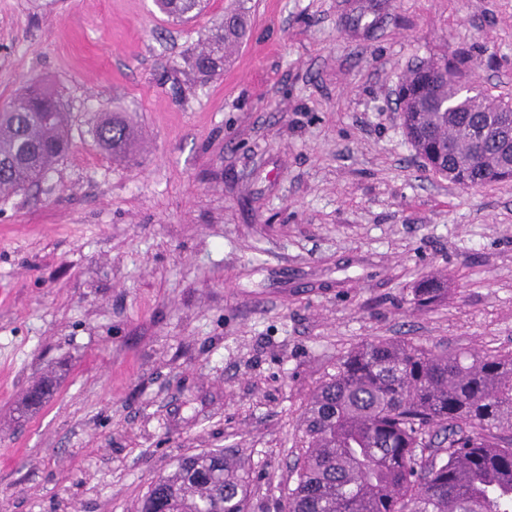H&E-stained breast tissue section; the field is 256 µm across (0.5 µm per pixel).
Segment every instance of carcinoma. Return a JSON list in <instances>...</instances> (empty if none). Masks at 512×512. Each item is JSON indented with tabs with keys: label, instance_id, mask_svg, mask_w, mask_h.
Returning a JSON list of instances; mask_svg holds the SVG:
<instances>
[{
	"label": "carcinoma",
	"instance_id": "1",
	"mask_svg": "<svg viewBox=\"0 0 512 512\" xmlns=\"http://www.w3.org/2000/svg\"><path fill=\"white\" fill-rule=\"evenodd\" d=\"M189 21L203 0H155ZM216 26L194 66L204 78L224 68V50L247 33L246 15ZM428 62L402 84V127L433 173L464 187L512 179V153L496 139L512 101L489 90L462 93L472 75L460 53L430 78ZM0 198L43 181L70 146L55 94L28 85L0 108ZM104 147L121 151L131 129L97 125ZM419 281L418 300L444 294ZM295 485L279 512H512V351L483 354L372 340L345 355L308 397ZM250 466L220 448L181 458L153 483L141 512H247Z\"/></svg>",
	"mask_w": 512,
	"mask_h": 512
}]
</instances>
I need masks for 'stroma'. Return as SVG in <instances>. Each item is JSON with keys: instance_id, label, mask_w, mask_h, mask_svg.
I'll return each mask as SVG.
<instances>
[{"instance_id": "stroma-1", "label": "stroma", "mask_w": 512, "mask_h": 512, "mask_svg": "<svg viewBox=\"0 0 512 512\" xmlns=\"http://www.w3.org/2000/svg\"><path fill=\"white\" fill-rule=\"evenodd\" d=\"M241 6L202 80L192 52ZM459 52L512 98V0H207L185 23L0 0V105L45 83L72 138L0 199V512H135L213 448L247 458L248 512H277L307 396L352 349L512 350V181L434 175L396 103ZM115 113L117 154L93 134ZM435 270L448 294L419 305ZM231 22L224 27V22L216 26L206 46L197 53L194 66L203 78L218 75L224 68V50L227 45L240 44L247 33L245 13L227 14Z\"/></svg>"}]
</instances>
